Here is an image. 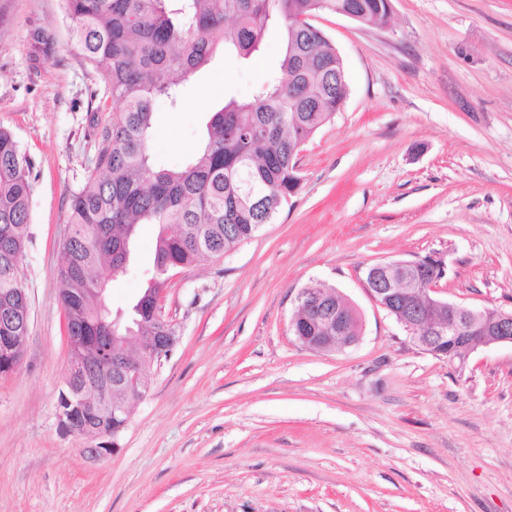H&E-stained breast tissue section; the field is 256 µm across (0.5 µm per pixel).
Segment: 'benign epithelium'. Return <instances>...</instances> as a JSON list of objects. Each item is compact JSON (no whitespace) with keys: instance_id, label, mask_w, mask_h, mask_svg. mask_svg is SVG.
Returning a JSON list of instances; mask_svg holds the SVG:
<instances>
[{"instance_id":"7a95c632","label":"benign epithelium","mask_w":512,"mask_h":512,"mask_svg":"<svg viewBox=\"0 0 512 512\" xmlns=\"http://www.w3.org/2000/svg\"><path fill=\"white\" fill-rule=\"evenodd\" d=\"M375 268L395 272V277L386 278V284L368 287L375 302L388 311L391 305L399 301L406 303L407 313L398 315L397 321L410 332H421L415 337L420 345L432 349L440 342H452V348L448 350V364L455 370L463 371L469 354L479 347L512 344V312L488 308L478 310L432 296L435 283L423 282L419 277L424 268L422 261L378 263ZM296 302L305 310L315 313L326 332L324 336L308 339L300 335V325L292 324L298 341L304 346L325 351L343 349L357 342V339L346 336L348 314L332 307L323 295L316 293V289H302ZM437 311L443 312L444 316H435ZM152 313L164 330V335L156 337V351L162 358L171 352L177 336L164 319L159 303H154ZM68 343L69 368L57 402L59 428L67 434H92L101 439L97 446L87 449L91 456L102 458L112 455L118 450V442L112 437V432L100 433L90 425L79 422L77 413L92 408L95 373L105 365H111L121 372L119 387L127 391L129 401L142 399L148 388L142 384L140 355L125 357L110 346H90L79 336L68 337Z\"/></svg>"}]
</instances>
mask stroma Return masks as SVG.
I'll list each match as a JSON object with an SVG mask.
<instances>
[{
  "instance_id": "1",
  "label": "stroma",
  "mask_w": 512,
  "mask_h": 512,
  "mask_svg": "<svg viewBox=\"0 0 512 512\" xmlns=\"http://www.w3.org/2000/svg\"><path fill=\"white\" fill-rule=\"evenodd\" d=\"M387 26L322 12L348 96L297 157L296 193L219 259L169 272L178 336L131 406L120 449L62 433L68 340L60 244L114 104L63 0H0V127L31 163L21 282L31 317L0 376V512H512V346L464 372L370 296L379 262L442 261L438 298L512 311V0H391ZM281 26L251 60L217 49L179 109L154 106L151 160L177 169L210 113L281 76ZM140 225L108 291L127 320L154 268ZM335 288L360 316L342 351L304 347L298 293Z\"/></svg>"
}]
</instances>
